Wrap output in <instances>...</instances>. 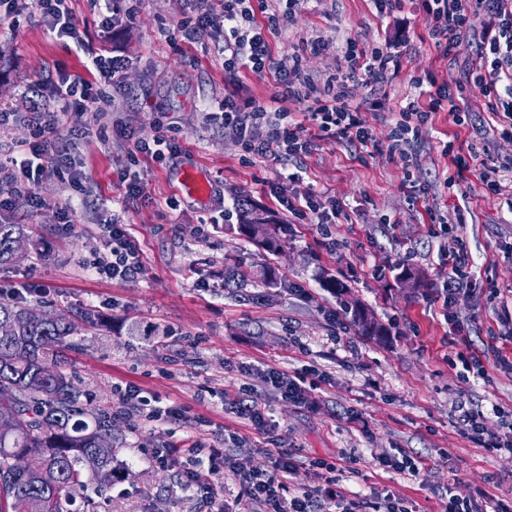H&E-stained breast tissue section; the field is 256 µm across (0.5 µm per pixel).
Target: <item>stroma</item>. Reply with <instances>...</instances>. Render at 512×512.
<instances>
[{
	"mask_svg": "<svg viewBox=\"0 0 512 512\" xmlns=\"http://www.w3.org/2000/svg\"><path fill=\"white\" fill-rule=\"evenodd\" d=\"M71 6L94 47L131 61L123 123L149 141L157 133L151 113H169L184 149L172 160L140 163L146 197L126 204L118 171L130 142L46 96L61 140L90 131L75 158L84 188L54 177L34 187L46 202L37 213H29L22 197L13 210L0 212V221L32 225L47 244L45 257L0 269V296L18 292L27 305L65 315L91 308L107 322L78 336L77 348L65 354L75 385L111 413L123 468L111 488L88 489L87 512H206L212 492L223 495L231 512H259L223 464L209 473L206 493L185 489L181 462L154 464L156 450L190 436L205 448L224 445L244 469L270 467L271 450H290L298 466L290 492L311 493L321 512L340 507L323 491L313 468L318 461L335 464L337 489L371 512H385L394 501L409 512H438L452 487L466 496L485 492L484 512L499 505L512 512V452L473 443L461 421L466 410L483 414L487 430L496 433L501 422L494 406L512 407V374L498 370L492 356L497 349L512 357V207L505 197L483 194L479 162L454 189L442 187L452 167L441 154L443 142L463 155L476 135L448 113L434 114L412 171L387 151L391 120L417 96L413 80L424 72L466 86L471 106H482L469 86L471 47L444 57L411 0L383 16L371 0H303L293 22L270 40L275 70H288L299 58L315 79L326 78L350 38L365 49L397 45L400 68L376 89L349 87L351 106L375 145L318 142L303 161L306 176L295 181L287 163L249 156L235 134L205 121L224 95L223 59L215 51L224 34L204 30L190 48L170 42L186 0H140L134 25L115 29L102 26L103 0H72ZM313 39L326 50L311 52ZM87 64L75 45L56 40L33 17L0 35V109L15 115L0 130V155L30 139L28 89L60 70L86 74ZM189 168L209 183L206 200L184 190L180 177ZM325 190L343 204L326 231L295 220L284 206ZM242 198L279 224V251L267 252L239 233ZM172 199L177 209L169 208ZM64 208L71 212L67 224ZM456 208L465 219L458 234L474 261L472 286L445 306L435 299L443 284L444 240L435 236L432 216ZM112 219L141 249L144 271L136 278L105 280L92 270L96 256L109 250L102 225ZM232 265L248 271V286H225L224 270ZM405 268L419 287L396 282ZM326 274L347 283L350 297L372 312L387 336L365 335L351 322L323 288ZM451 316L469 322L468 335L450 336ZM465 356L480 359L484 376L467 375ZM270 366L304 377L300 399L283 398L270 386ZM128 384L147 400L177 406L178 418H126L118 393ZM245 385L265 404L269 433H257L222 408V396ZM402 457L419 462L418 474L386 467V460Z\"/></svg>",
	"mask_w": 512,
	"mask_h": 512,
	"instance_id": "obj_1",
	"label": "stroma"
}]
</instances>
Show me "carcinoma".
<instances>
[{
  "label": "carcinoma",
  "mask_w": 512,
  "mask_h": 512,
  "mask_svg": "<svg viewBox=\"0 0 512 512\" xmlns=\"http://www.w3.org/2000/svg\"><path fill=\"white\" fill-rule=\"evenodd\" d=\"M239 219L263 249H279L278 224L246 200L239 203ZM26 236V225L0 223V267L28 258L13 249L15 239ZM27 312L22 302L0 297V325ZM348 312L363 333L381 335L362 305L351 302ZM97 326L99 316L91 309L64 320L46 310L41 319L22 322L19 331L0 337V403L6 400L18 412L13 421L0 418V512H74L76 500L86 497L90 483L102 490L120 478L117 448L97 471L83 470L82 460L96 450L99 433L112 428V414L83 400L62 368V351L71 346V337ZM45 359L53 367L42 369ZM20 452L41 459L42 471L12 470L9 460Z\"/></svg>",
  "instance_id": "cac0c4a2"
}]
</instances>
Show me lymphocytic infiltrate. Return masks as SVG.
Here are the masks:
<instances>
[{"mask_svg": "<svg viewBox=\"0 0 512 512\" xmlns=\"http://www.w3.org/2000/svg\"><path fill=\"white\" fill-rule=\"evenodd\" d=\"M300 0H288L289 9L272 13L266 22L257 23L250 0H192L193 14L180 21L177 33L182 42H196L201 29L229 28L233 38L219 46L224 58V99L217 111L207 113L211 124L232 130L244 150L259 158L271 157L291 164L293 178H300L299 168L316 141L351 142L368 146L373 140L371 131L358 120L349 103L348 86L362 80L380 83L398 66V52L391 46L359 49L356 41H347L342 64L323 84H316L301 63H294L287 73L276 76L277 90L264 102L240 95L238 74L246 69L264 74L270 68L269 36L277 34L281 24L292 21L293 8ZM422 15L429 39L435 46L452 53L464 40H471L477 62L475 86L484 99V110L495 123L501 137H512V0H415ZM39 16L42 23L60 40H71L76 48L88 50L79 26L75 22L70 0H0V28L14 29L21 15ZM95 74L85 79L69 73H58L52 82V93L65 109L71 112H91L102 116L105 107L119 109L116 93L124 86L129 61L121 56L92 54ZM419 100L402 107L395 119L387 146L391 157L409 164L410 144L418 142L434 112L446 109L457 124H471L475 116L461 103V92L438 83L433 73L414 81ZM307 101L305 121H298L291 110L294 103ZM28 121L32 138L27 143L24 159L9 156L0 159V180L9 183V193L0 194V211L12 209L17 197H25L30 211L42 209L45 202L30 192L32 184L61 174H69L74 188H81L75 173L69 148L60 146L55 113L34 108ZM152 121L158 130L153 141H132L130 158L134 162H161L178 156L180 144L169 132L173 127L167 113L156 112ZM311 122L313 136H305L304 122ZM287 210L298 220L313 224L333 223L341 205L330 192L310 193L288 202ZM434 221L442 236L451 244L444 249L443 287L440 295L452 301L464 282H467L473 260L457 235L462 223L461 212L437 214ZM112 248L108 256L95 264L98 275L116 280L137 277L143 271L139 253L117 221H110ZM223 461L245 490L250 501L263 504L267 512H316L317 502L309 493L288 496L287 491L296 473V466L287 451H277L267 469L241 471L224 458L220 448L211 449L207 460L196 461L186 472L187 487L204 485L208 462Z\"/></svg>", "mask_w": 512, "mask_h": 512, "instance_id": "lymphocytic-infiltrate-1", "label": "lymphocytic infiltrate"}]
</instances>
